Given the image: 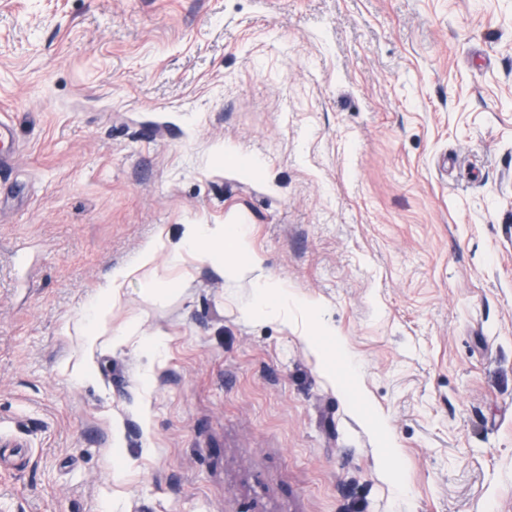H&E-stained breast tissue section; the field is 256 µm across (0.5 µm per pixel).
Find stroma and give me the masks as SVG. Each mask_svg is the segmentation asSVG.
I'll return each mask as SVG.
<instances>
[{"label":"stroma","mask_w":512,"mask_h":512,"mask_svg":"<svg viewBox=\"0 0 512 512\" xmlns=\"http://www.w3.org/2000/svg\"><path fill=\"white\" fill-rule=\"evenodd\" d=\"M0 116V512H512V0H0ZM215 240L228 244L233 251H242L246 247L247 235L242 224H225L219 227L209 225H191L187 236L181 246H194L201 240ZM180 246V247H181ZM180 247L172 252V260H177ZM272 302L288 305V295L283 292L278 282L263 280L256 287V307L260 310L268 308Z\"/></svg>","instance_id":"1"}]
</instances>
